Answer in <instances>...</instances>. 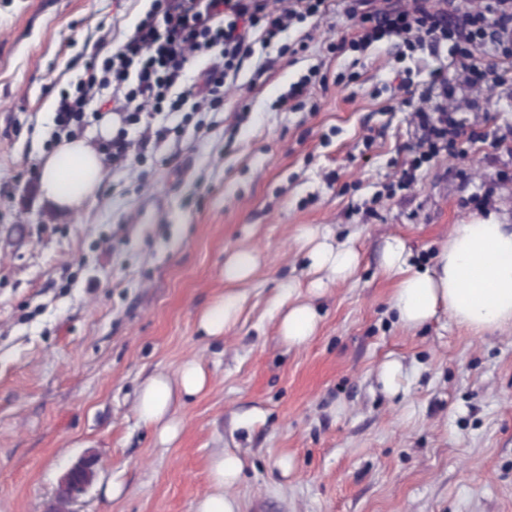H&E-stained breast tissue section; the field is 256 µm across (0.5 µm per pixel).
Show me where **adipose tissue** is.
<instances>
[{"mask_svg": "<svg viewBox=\"0 0 512 512\" xmlns=\"http://www.w3.org/2000/svg\"><path fill=\"white\" fill-rule=\"evenodd\" d=\"M106 174L105 162L94 141L78 137L60 141L44 160L39 183L41 199L55 212L65 214L92 197ZM309 248L311 268L325 280L350 278L358 266L356 250L345 243H329L316 230L303 234ZM404 242L387 240L381 266L393 278L395 288L391 308L400 323L415 329L447 311L456 325L480 334L488 330L512 328V225L494 219H477L456 225L442 246L435 272L414 267ZM258 264L252 251L236 253L224 267V279L232 284L208 306L200 317V327L210 337L223 336L235 321L246 298L242 289ZM288 306L278 321L282 341L291 347L304 345L314 336L319 316L310 300L288 294ZM207 375L193 359L187 360L177 377L159 373L141 388L136 404L138 421L151 428L160 441L177 437L179 424L172 407L177 398L201 391ZM243 469L240 456L223 452L210 461L211 490L197 502V512H237L230 490Z\"/></svg>", "mask_w": 512, "mask_h": 512, "instance_id": "obj_1", "label": "adipose tissue"}]
</instances>
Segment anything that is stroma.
Wrapping results in <instances>:
<instances>
[{
    "label": "stroma",
    "mask_w": 512,
    "mask_h": 512,
    "mask_svg": "<svg viewBox=\"0 0 512 512\" xmlns=\"http://www.w3.org/2000/svg\"><path fill=\"white\" fill-rule=\"evenodd\" d=\"M148 5L0 0V188L11 191L0 196V512H45L86 457L95 479L72 512H195L223 451L244 461L240 512L263 499L270 512H512V330L477 335L444 310L407 329L381 268L388 237L432 269L454 225L483 213L512 224V149L490 145L512 130V85L464 112L487 142L385 196L410 160L397 73L427 82L452 58L401 60L390 39L330 52L357 28L335 0L289 28V55L256 46L207 130L170 136L162 150L183 170L146 156L57 217L25 172L49 155L56 101L96 41L122 42ZM314 68L325 84L302 108L280 107ZM305 227L350 242L359 263L315 297L318 329L296 348L279 337L276 304L315 279ZM241 250L259 255L243 309L223 337H202L199 316L228 291L224 266ZM191 358L208 384L178 403L164 445L137 420L138 391ZM392 359L394 393L379 380Z\"/></svg>",
    "instance_id": "obj_1"
}]
</instances>
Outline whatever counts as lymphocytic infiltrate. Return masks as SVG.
Returning <instances> with one entry per match:
<instances>
[{
  "label": "lymphocytic infiltrate",
  "instance_id": "lymphocytic-infiltrate-1",
  "mask_svg": "<svg viewBox=\"0 0 512 512\" xmlns=\"http://www.w3.org/2000/svg\"><path fill=\"white\" fill-rule=\"evenodd\" d=\"M330 7V0H152L126 39L110 55L93 56L73 89L61 93L55 135L79 137L89 102L104 99L123 126L101 150L107 163L122 169L133 146L157 149L171 134L165 125L140 126L141 113L216 111L224 102L227 82L237 78L256 44L276 42L292 23L323 16ZM345 13L356 20L357 33L339 39L333 51L365 48L395 36L404 52L448 47L467 85L491 91L512 82V0H486L463 13L435 6L433 0L404 5L394 0L384 8L376 0H348ZM485 43L496 46L498 56L478 57L476 50ZM194 62L200 68L191 76L187 69ZM401 86L421 103L410 115L416 132L409 146L413 158L396 181L406 189L425 163L442 154L464 155L465 144L485 141L486 136L459 109L449 107L457 87L445 72L418 85L406 76ZM132 125L138 128L134 138L128 132Z\"/></svg>",
  "mask_w": 512,
  "mask_h": 512
}]
</instances>
